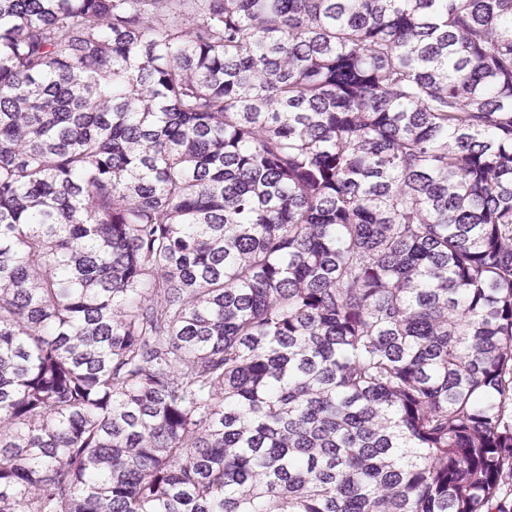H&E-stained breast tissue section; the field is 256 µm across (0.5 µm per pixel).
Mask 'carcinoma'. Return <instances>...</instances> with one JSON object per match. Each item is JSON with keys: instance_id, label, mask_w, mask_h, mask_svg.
I'll use <instances>...</instances> for the list:
<instances>
[{"instance_id": "carcinoma-1", "label": "carcinoma", "mask_w": 512, "mask_h": 512, "mask_svg": "<svg viewBox=\"0 0 512 512\" xmlns=\"http://www.w3.org/2000/svg\"><path fill=\"white\" fill-rule=\"evenodd\" d=\"M0 512H512V0H0Z\"/></svg>"}]
</instances>
